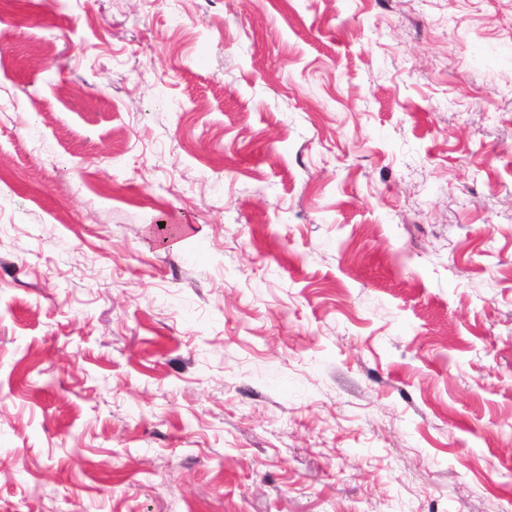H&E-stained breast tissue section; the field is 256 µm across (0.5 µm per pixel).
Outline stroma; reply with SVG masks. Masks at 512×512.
<instances>
[{
  "label": "stroma",
  "instance_id": "1",
  "mask_svg": "<svg viewBox=\"0 0 512 512\" xmlns=\"http://www.w3.org/2000/svg\"><path fill=\"white\" fill-rule=\"evenodd\" d=\"M510 500L512 0H0V512Z\"/></svg>",
  "mask_w": 512,
  "mask_h": 512
}]
</instances>
